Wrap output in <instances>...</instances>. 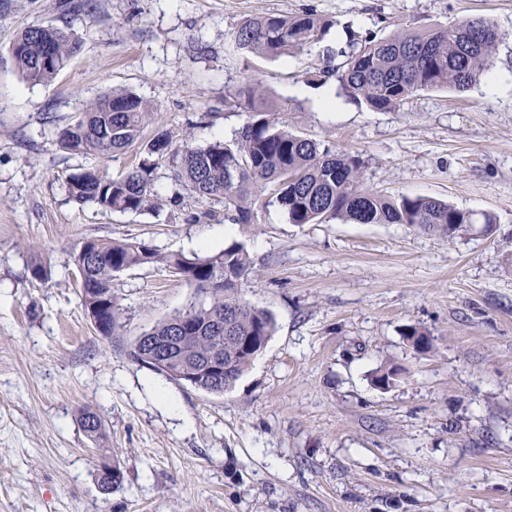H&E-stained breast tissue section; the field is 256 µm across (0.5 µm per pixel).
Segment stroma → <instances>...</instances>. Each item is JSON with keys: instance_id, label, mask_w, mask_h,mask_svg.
<instances>
[{"instance_id": "obj_1", "label": "stroma", "mask_w": 512, "mask_h": 512, "mask_svg": "<svg viewBox=\"0 0 512 512\" xmlns=\"http://www.w3.org/2000/svg\"><path fill=\"white\" fill-rule=\"evenodd\" d=\"M0 0V512H512V0ZM332 23L275 59L237 52L264 13ZM475 17L502 39L468 91H425L392 110L350 100L307 73L346 40ZM33 24L70 26L80 50L32 85L11 48ZM257 82L290 131L359 157L365 186L472 213L440 238L404 224H291L258 205L250 224L192 198L158 161L159 210L81 204L67 180L116 178L135 150L91 160L57 128L127 88L155 103V129L206 146L248 120L228 91ZM335 111L322 107L324 96ZM491 216L492 232L483 218ZM142 241L163 254L246 248L241 296L275 331L235 386L211 395L135 362L131 344L196 302L165 264L117 274L116 334L95 329L74 253ZM42 265L45 280L30 269ZM415 326L432 348L415 350ZM394 367L382 389L373 378ZM102 422L85 433L82 410ZM123 485L102 495V461Z\"/></svg>"}]
</instances>
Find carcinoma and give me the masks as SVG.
<instances>
[{"label": "carcinoma", "instance_id": "carcinoma-1", "mask_svg": "<svg viewBox=\"0 0 512 512\" xmlns=\"http://www.w3.org/2000/svg\"><path fill=\"white\" fill-rule=\"evenodd\" d=\"M332 22L314 13L261 15L238 28L237 49L254 56L277 58L320 41ZM501 35L483 18L460 24L407 30L376 39L352 34L337 52L343 61L314 72L316 80L332 76L347 96L374 110L394 109L422 91H465L489 69ZM12 53L22 78L31 84L53 80L77 52L69 28L32 25L14 42ZM51 56L48 66L39 59ZM224 104L250 113V120L229 142L206 147L183 143L173 147L169 132L143 140L158 107L129 90H113L77 113L57 129L60 147L85 157H106L132 147L143 158L124 176L113 179L93 167L80 169L67 180V192L79 203H93L114 212H143L159 207L154 190V157L168 155L174 178L202 200L224 204V218L249 224L263 195L273 197L290 224H408L427 234L452 237L473 223L471 214L429 197L392 198L363 186L361 162L346 154L320 149L319 144L288 130L276 120L259 89L246 85L224 97ZM164 263L192 277L206 300L166 318L146 336L181 337L182 356L166 368L155 366L140 343L129 355L149 369L175 378L183 363L215 349L229 367L221 392L231 389L264 349L274 332L270 313L239 297L240 280L253 272L244 245L233 242L213 256L163 255L144 243L101 240L95 255L81 250L74 263L83 270L81 305L90 311L105 305L97 330L114 335L122 309L112 295V280L124 270ZM184 325H178L181 317Z\"/></svg>", "mask_w": 512, "mask_h": 512}]
</instances>
